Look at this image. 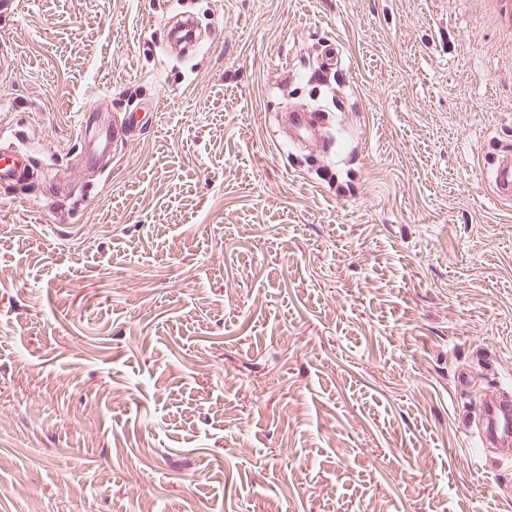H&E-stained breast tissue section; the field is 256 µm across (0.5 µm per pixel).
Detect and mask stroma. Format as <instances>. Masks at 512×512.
Wrapping results in <instances>:
<instances>
[{"mask_svg":"<svg viewBox=\"0 0 512 512\" xmlns=\"http://www.w3.org/2000/svg\"><path fill=\"white\" fill-rule=\"evenodd\" d=\"M0 36V512H512L472 435L512 388L494 0H14ZM91 105L144 121L101 175ZM288 128L290 137L295 134V141L305 142L312 140L319 128L324 123L321 112H310L305 108L295 109L288 107ZM30 164L29 156L15 149L1 147L0 153V183L18 182L25 174ZM487 181L494 197L501 203L512 204V153L499 155L487 172Z\"/></svg>","mask_w":512,"mask_h":512,"instance_id":"stroma-1","label":"stroma"}]
</instances>
